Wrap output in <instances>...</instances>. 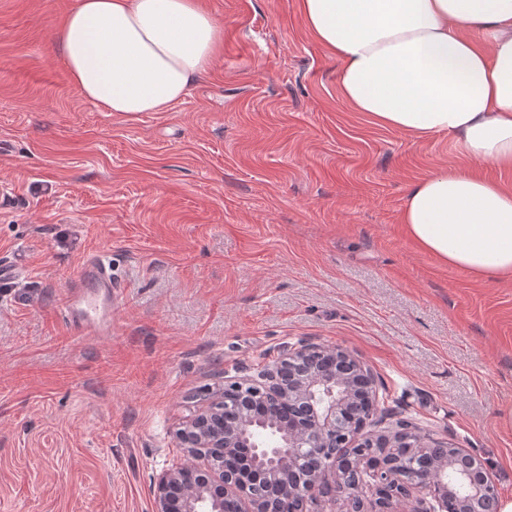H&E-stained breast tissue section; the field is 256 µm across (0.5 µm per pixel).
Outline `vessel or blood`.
<instances>
[{
    "instance_id": "1",
    "label": "vessel or blood",
    "mask_w": 512,
    "mask_h": 512,
    "mask_svg": "<svg viewBox=\"0 0 512 512\" xmlns=\"http://www.w3.org/2000/svg\"><path fill=\"white\" fill-rule=\"evenodd\" d=\"M119 290L107 256L89 255L71 282L61 304L71 331L81 336H106L112 331V308Z\"/></svg>"
}]
</instances>
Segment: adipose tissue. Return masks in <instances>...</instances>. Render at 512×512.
I'll return each instance as SVG.
<instances>
[{
  "label": "adipose tissue",
  "instance_id": "obj_1",
  "mask_svg": "<svg viewBox=\"0 0 512 512\" xmlns=\"http://www.w3.org/2000/svg\"><path fill=\"white\" fill-rule=\"evenodd\" d=\"M340 63V97L418 141L453 139L512 171V0H299ZM51 41L79 97L106 112H162L205 74L223 30L202 0H76ZM400 221L446 266L512 275V186L466 166L408 189Z\"/></svg>",
  "mask_w": 512,
  "mask_h": 512
}]
</instances>
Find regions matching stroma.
<instances>
[{
    "instance_id": "1",
    "label": "stroma",
    "mask_w": 512,
    "mask_h": 512,
    "mask_svg": "<svg viewBox=\"0 0 512 512\" xmlns=\"http://www.w3.org/2000/svg\"><path fill=\"white\" fill-rule=\"evenodd\" d=\"M75 2L0 0V512H154L203 398L301 342L348 349L384 430L481 458L512 500V278L400 222L423 176L512 171L353 111L298 0H206L223 46L186 96L101 111L51 43ZM92 251L122 293L111 335L79 338L61 299Z\"/></svg>"
}]
</instances>
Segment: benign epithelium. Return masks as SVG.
Returning a JSON list of instances; mask_svg holds the SVG:
<instances>
[{
    "label": "benign epithelium",
    "mask_w": 512,
    "mask_h": 512,
    "mask_svg": "<svg viewBox=\"0 0 512 512\" xmlns=\"http://www.w3.org/2000/svg\"><path fill=\"white\" fill-rule=\"evenodd\" d=\"M370 370L347 349L299 344L284 351L255 378L224 381L178 433L195 463L168 468L154 479L155 512H308V504L336 492L350 512H385L398 497L414 500L413 512H446L448 472L463 503L481 501L500 512L497 486L484 463L448 443L397 423L377 431L379 398ZM390 448H412L431 459L407 468ZM312 456L319 469L306 488L284 497L258 498L270 475L293 473ZM376 489V508H364V486Z\"/></svg>",
    "instance_id": "obj_1"
}]
</instances>
